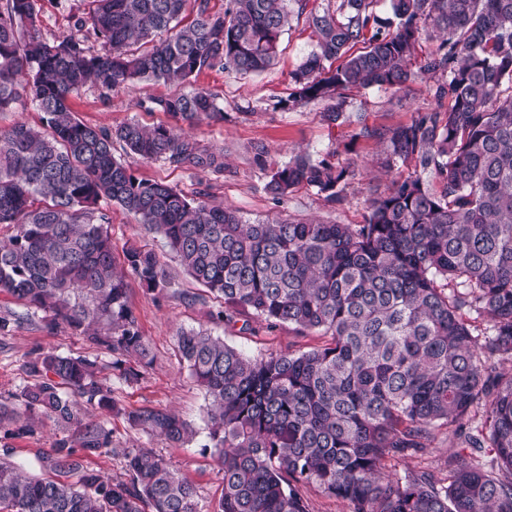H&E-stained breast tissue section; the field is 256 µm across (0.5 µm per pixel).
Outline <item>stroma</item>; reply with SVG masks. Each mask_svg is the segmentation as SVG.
Wrapping results in <instances>:
<instances>
[{
	"label": "stroma",
	"mask_w": 512,
	"mask_h": 512,
	"mask_svg": "<svg viewBox=\"0 0 512 512\" xmlns=\"http://www.w3.org/2000/svg\"><path fill=\"white\" fill-rule=\"evenodd\" d=\"M34 4L41 20V32L49 39L67 36L85 9L84 0H34ZM436 46L433 36L421 35L411 64L418 75L406 90L387 86L347 90L344 116L331 125L322 116L324 103L315 101L298 108L288 105L293 90L289 74L315 48L307 14L292 12L290 24L281 37L278 58L268 71L242 77L207 70L192 82L193 87L207 88L220 95L224 118L204 119L184 125L183 130L201 145L223 150L226 163L223 178L217 180L188 167L145 163L132 156L127 163L138 177L165 181L191 198L197 192H207L213 201L238 209L252 221L315 217L336 224L363 223L368 198L384 191L392 180L406 177L408 169L403 166L389 173L378 171L376 162L382 155L383 145L375 136L362 137L358 131L363 126L382 131L410 123L417 112L431 106L429 88L433 80L430 75L420 73L419 68ZM174 90V85L161 82H142L119 91L90 84L73 98L72 106L82 121L97 127L111 129L130 121L148 126L167 124L170 116L146 111L141 103ZM261 149L266 152V163L262 166L255 162V154ZM298 151L336 166L355 162V174L348 181L341 203H328L316 190L304 186L295 188L279 202L266 192L272 169L288 162ZM107 212L108 230L116 250L135 247L155 252L176 288L197 296L196 302L191 303L169 294L157 295L147 292L138 279H129V299L139 328L150 341L152 361L136 383H125L118 371H111L113 395L129 409L144 405L173 409L192 425L195 434L184 446L175 447L130 428L123 416L111 414L107 421L112 430L113 450L87 458L84 466L122 480L126 473L121 449H152L196 486L199 512H217L224 487L223 475L209 446L207 402L179 356L178 332L208 330L251 357L305 351L320 345L322 338L314 332L299 335L286 324L269 328L257 321L247 327L239 322L230 325L212 322L209 312L213 300L204 298L203 288L183 271L161 236L147 232L132 214L119 206H109ZM44 323L43 315L38 314L11 335L0 336L1 400L25 384L27 376L22 365L39 353L98 355L96 348L70 329L63 327L50 334L45 331ZM101 358L106 363L111 360L107 354ZM54 433L51 425L42 434L25 439H10L0 433V456L9 455L30 474H44L43 458L51 450Z\"/></svg>",
	"instance_id": "35a3bbf8"
}]
</instances>
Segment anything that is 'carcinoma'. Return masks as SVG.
<instances>
[{"instance_id":"carcinoma-1","label":"carcinoma","mask_w":512,"mask_h":512,"mask_svg":"<svg viewBox=\"0 0 512 512\" xmlns=\"http://www.w3.org/2000/svg\"><path fill=\"white\" fill-rule=\"evenodd\" d=\"M309 0H87L63 39L48 40L33 0H0V112L30 102L42 125L0 128V292L32 314H51L112 355L137 382L150 362L124 272L99 208L107 200L159 234L186 273L218 303L216 323L240 316L327 338L302 352L250 357L207 332L177 336L181 360L204 392L209 439L223 474L218 512H309L303 489L348 512H512V0H339L309 12L317 50L290 73V102L327 104L343 91L402 89L428 26L439 40L424 70L435 106L385 131L381 166L412 168L368 201L361 224L249 221L163 181L138 177L115 146L150 163L224 175V152L169 125L115 129L83 122L70 99L100 81L189 84L205 70L266 71L277 58L290 2ZM100 44L94 49L88 42ZM341 60L336 67L329 60ZM206 88L151 99L183 123L224 118ZM354 168L298 154L265 189L277 200L301 184L336 203ZM150 291L172 281L151 250L123 251ZM32 381L0 403L9 435L45 422L62 430L30 477L0 458V512H198L196 488L154 452L123 453L129 481L87 471L112 446L101 410L182 445L189 422L166 408L128 410L112 398L97 360L49 351L27 360ZM442 435L459 441L439 468L400 476ZM76 481H70V478Z\"/></svg>"}]
</instances>
